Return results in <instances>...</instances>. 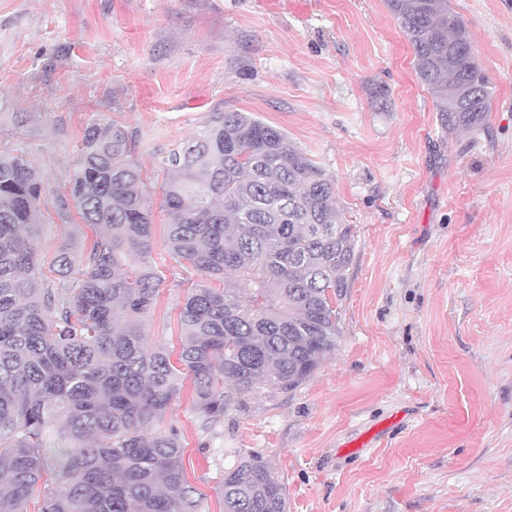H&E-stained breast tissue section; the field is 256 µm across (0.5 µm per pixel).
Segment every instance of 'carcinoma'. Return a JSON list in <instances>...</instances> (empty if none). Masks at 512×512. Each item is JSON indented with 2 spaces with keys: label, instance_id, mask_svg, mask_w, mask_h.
Masks as SVG:
<instances>
[{
  "label": "carcinoma",
  "instance_id": "cac0c4a2",
  "mask_svg": "<svg viewBox=\"0 0 512 512\" xmlns=\"http://www.w3.org/2000/svg\"><path fill=\"white\" fill-rule=\"evenodd\" d=\"M384 3L441 126L479 128L492 87L450 0ZM165 165L169 249L206 280L181 307L175 363L145 348L160 278L128 129H85L67 189L101 231L74 287L38 264L39 172L0 157V512H28L56 440L59 481L37 512H201L177 430L147 434L184 379L206 432L261 385L296 389L336 348L356 241L333 180L281 129L220 108ZM221 488L224 512H287L284 484L259 455L238 456Z\"/></svg>",
  "mask_w": 512,
  "mask_h": 512
}]
</instances>
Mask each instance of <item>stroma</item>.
<instances>
[{
	"instance_id": "obj_1",
	"label": "stroma",
	"mask_w": 512,
	"mask_h": 512,
	"mask_svg": "<svg viewBox=\"0 0 512 512\" xmlns=\"http://www.w3.org/2000/svg\"><path fill=\"white\" fill-rule=\"evenodd\" d=\"M306 2L0 0V157L42 177L39 265L95 239L66 184L85 128L123 124L162 279L146 342L178 353L199 277L167 247L163 158L213 108L253 113L333 179L356 249L337 347L301 386L207 433L187 382L160 423L207 512L240 451L287 512H512V0H451L493 91L480 130L453 133L384 0Z\"/></svg>"
}]
</instances>
